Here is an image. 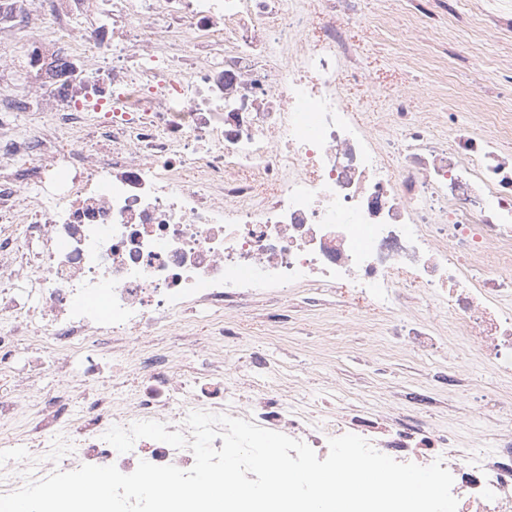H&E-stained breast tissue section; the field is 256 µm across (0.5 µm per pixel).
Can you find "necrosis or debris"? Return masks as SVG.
Instances as JSON below:
<instances>
[{"instance_id": "4bbe7bcc", "label": "necrosis or debris", "mask_w": 512, "mask_h": 512, "mask_svg": "<svg viewBox=\"0 0 512 512\" xmlns=\"http://www.w3.org/2000/svg\"><path fill=\"white\" fill-rule=\"evenodd\" d=\"M44 1L0 0V41L25 39L29 73L26 90L0 86V112L46 116L33 135L0 139L1 154L28 160L0 169V220L25 205L42 240L25 296L0 265V367L47 336L53 352L34 356L32 378L65 375L79 348L85 380L136 382L0 393V493L84 464L190 469V448L140 439L120 453L103 435L146 420L182 431L201 410L321 459L346 433L400 462L439 459L457 512H512V421L483 429L486 413L460 398L475 378L454 361L477 350L499 384L494 409L512 418V115L468 123L429 110L438 86L386 90L355 36L373 24L360 0H327L317 17L303 0H101L103 23L88 0H49L47 16ZM461 2L408 0L407 37L459 20ZM354 88L387 96L379 127L349 106ZM29 188L38 196L22 201ZM287 289L314 308L329 293L357 302L393 319L402 351L444 343L450 359L383 412L338 396L313 410L258 353L243 387L223 345L242 336L240 311ZM202 311L216 316L207 338L158 344ZM24 410L25 431L7 433Z\"/></svg>"}]
</instances>
